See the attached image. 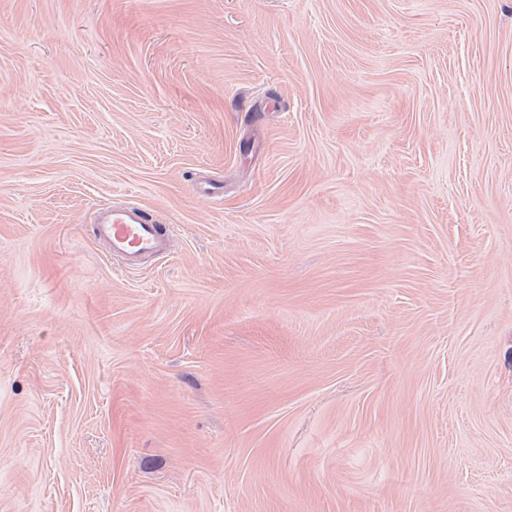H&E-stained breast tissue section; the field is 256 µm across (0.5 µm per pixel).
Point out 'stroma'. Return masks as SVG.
<instances>
[{
	"mask_svg": "<svg viewBox=\"0 0 512 512\" xmlns=\"http://www.w3.org/2000/svg\"><path fill=\"white\" fill-rule=\"evenodd\" d=\"M0 512H512V0H0ZM95 224L112 257L128 270H138L144 258L163 256L169 250L170 233L138 204L103 209Z\"/></svg>",
	"mask_w": 512,
	"mask_h": 512,
	"instance_id": "stroma-1",
	"label": "stroma"
}]
</instances>
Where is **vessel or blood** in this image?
<instances>
[{"mask_svg": "<svg viewBox=\"0 0 512 512\" xmlns=\"http://www.w3.org/2000/svg\"><path fill=\"white\" fill-rule=\"evenodd\" d=\"M96 233L123 267L138 270L142 260L162 256L169 250L168 231L137 204L101 210L95 220Z\"/></svg>", "mask_w": 512, "mask_h": 512, "instance_id": "1", "label": "vessel or blood"}]
</instances>
